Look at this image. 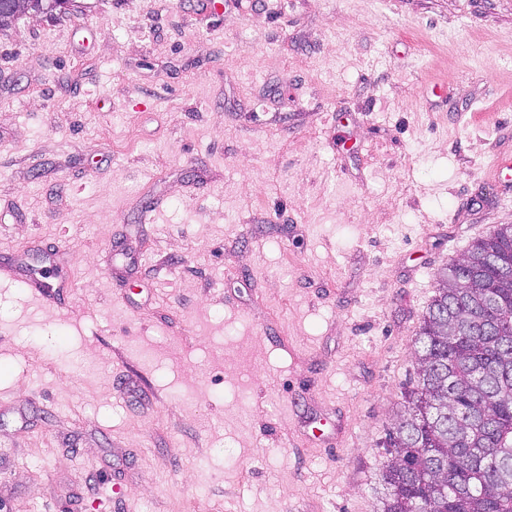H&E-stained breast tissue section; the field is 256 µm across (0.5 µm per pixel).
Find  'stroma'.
<instances>
[{"label": "stroma", "mask_w": 512, "mask_h": 512, "mask_svg": "<svg viewBox=\"0 0 512 512\" xmlns=\"http://www.w3.org/2000/svg\"><path fill=\"white\" fill-rule=\"evenodd\" d=\"M75 0L0 29V512H376L439 271L512 224V0Z\"/></svg>", "instance_id": "stroma-1"}]
</instances>
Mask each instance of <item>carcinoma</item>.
<instances>
[{"instance_id":"carcinoma-1","label":"carcinoma","mask_w":512,"mask_h":512,"mask_svg":"<svg viewBox=\"0 0 512 512\" xmlns=\"http://www.w3.org/2000/svg\"><path fill=\"white\" fill-rule=\"evenodd\" d=\"M51 14L67 0H23ZM416 385L384 447L380 512H512V224L438 274Z\"/></svg>"}]
</instances>
